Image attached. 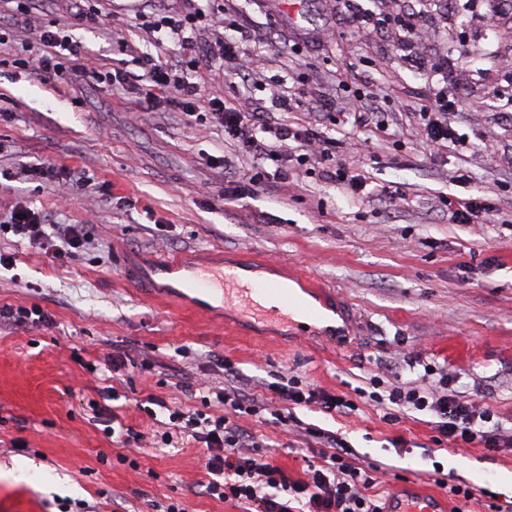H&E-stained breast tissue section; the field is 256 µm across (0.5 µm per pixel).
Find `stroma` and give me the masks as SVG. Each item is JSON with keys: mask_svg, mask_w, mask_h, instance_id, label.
I'll return each mask as SVG.
<instances>
[{"mask_svg": "<svg viewBox=\"0 0 512 512\" xmlns=\"http://www.w3.org/2000/svg\"><path fill=\"white\" fill-rule=\"evenodd\" d=\"M19 0H0V225L16 203L49 224H83L90 244L54 265L12 234L0 251V306L39 305L51 325L0 319V512H242L206 492L205 453L186 441L167 448L123 444L91 419L101 383L90 363L116 354L138 369L114 380L124 427L150 432L136 402L155 395L197 408L225 364L246 375L255 397L278 377L331 394L385 393L423 385L425 365L447 370L461 400L488 407L512 432V0H363L376 26L354 29L341 0H152L162 14L194 13V76L205 96H226L241 112L328 137L330 153L357 167L368 187L399 193L354 195L323 175L310 147L290 143L286 182L250 192L224 130L206 131L165 105L139 108L134 88L93 82L91 71L135 67L142 53L180 60L174 43L154 48L137 24L142 0H89L90 24L74 0H38L29 26L15 22ZM415 15L408 35L404 16ZM68 23L83 47L65 83L16 68L15 51L41 28ZM236 37L247 70L225 77L220 47ZM304 102L279 112L272 93ZM374 122L357 124L355 93ZM454 96L449 115L472 144L458 153L416 133L422 105ZM53 165L48 181L33 167ZM244 192L224 197L227 181ZM478 198L489 212L454 223L442 200ZM202 265L264 261L312 277L339 307L335 335L221 308L200 313L178 297L139 286L156 261ZM348 415L319 405L290 412L287 426L240 424L294 479L336 433L358 462L376 465L384 496L420 487L449 508L489 512L452 487L477 485L512 500V447L436 445L429 417L386 419L384 405L358 400ZM448 473L437 491L428 472Z\"/></svg>", "mask_w": 512, "mask_h": 512, "instance_id": "obj_1", "label": "stroma"}]
</instances>
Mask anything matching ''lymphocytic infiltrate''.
Masks as SVG:
<instances>
[{
    "mask_svg": "<svg viewBox=\"0 0 512 512\" xmlns=\"http://www.w3.org/2000/svg\"><path fill=\"white\" fill-rule=\"evenodd\" d=\"M79 53V46L60 25L40 30L36 43L28 46L18 64L32 73L61 77L67 72L65 60ZM97 79L115 88H137L140 101L164 103L199 123L223 127L225 137L236 141L242 157L251 161L250 185L269 191L285 180L282 169L270 172L260 162L279 159L280 147L294 137L292 129L267 121L261 112L236 111L223 97H203L187 67L146 54L140 58L137 70L117 68L98 74ZM455 106V101L444 96L423 105L421 136L441 147H468V139L457 135L448 120ZM7 227L30 248L58 262L75 257L88 240L84 225L47 224L39 212L21 204L11 210ZM425 373L432 378L428 387H395L385 396L371 393L370 399L429 414L439 444L448 440L467 445L478 442L493 452L512 442L487 430L490 410L457 399L447 375L438 374L431 365L426 366ZM268 389L274 396L270 402L258 401L241 387L213 385L199 410L170 406L153 395L140 402L138 408L145 412L155 405L168 412L163 430L154 431L152 441L169 445L173 440L187 438L203 444L209 452L205 464L210 476L208 494L243 505L245 512H383L372 469L354 466L351 448L336 434H323L326 452L321 453L319 462L308 464L304 478L293 480L271 457L261 453L259 442L239 424L240 418L260 419L267 414L287 423V416L278 408L282 402L296 406L317 404L325 411L347 414L356 411L354 401L295 380L272 383Z\"/></svg>",
    "mask_w": 512,
    "mask_h": 512,
    "instance_id": "obj_1",
    "label": "lymphocytic infiltrate"
}]
</instances>
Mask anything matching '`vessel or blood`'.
<instances>
[{
  "instance_id": "1",
  "label": "vessel or blood",
  "mask_w": 512,
  "mask_h": 512,
  "mask_svg": "<svg viewBox=\"0 0 512 512\" xmlns=\"http://www.w3.org/2000/svg\"><path fill=\"white\" fill-rule=\"evenodd\" d=\"M265 270V265L259 263L251 267L249 274L244 275L234 267L214 271L177 260L160 262L154 267L155 273L158 274L178 273V287L191 290L199 297L222 298L225 303L234 305L244 314L258 315L270 322L290 321L297 316L309 321L321 319L322 314L318 305L324 300L325 286L307 279L303 280L304 294L299 297L295 295L293 289L264 279ZM266 295L277 296V306L263 307L259 299ZM387 510L447 512V506L438 496L414 492L410 496L390 500Z\"/></svg>"
}]
</instances>
